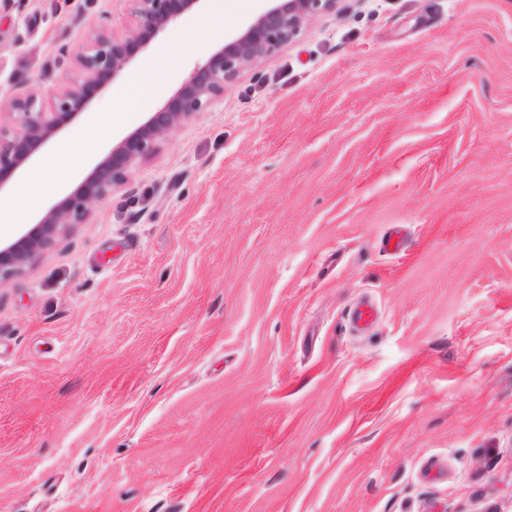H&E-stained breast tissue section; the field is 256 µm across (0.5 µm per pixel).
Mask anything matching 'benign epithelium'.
I'll list each match as a JSON object with an SVG mask.
<instances>
[{"label":"benign epithelium","instance_id":"benign-epithelium-1","mask_svg":"<svg viewBox=\"0 0 512 512\" xmlns=\"http://www.w3.org/2000/svg\"><path fill=\"white\" fill-rule=\"evenodd\" d=\"M129 2L136 18L135 27L121 35L102 30L84 46L75 55L82 82L60 86L51 111L43 109L35 91L17 94L7 101L5 108L15 115L16 126H0V179L18 169L68 118L87 106L90 92L102 82L116 79L158 33L201 0ZM271 2L238 36L195 68L164 107L117 143L81 186L61 204L50 208L20 239L0 250V282L35 262L61 233L76 224L88 223L94 206L124 183L131 164L152 155L161 139L177 124L207 110L245 64L267 57L293 41L308 17L334 11L337 0Z\"/></svg>","mask_w":512,"mask_h":512}]
</instances>
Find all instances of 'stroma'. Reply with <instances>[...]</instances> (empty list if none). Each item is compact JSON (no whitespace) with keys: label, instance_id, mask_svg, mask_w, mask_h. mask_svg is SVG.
I'll use <instances>...</instances> for the list:
<instances>
[{"label":"stroma","instance_id":"stroma-1","mask_svg":"<svg viewBox=\"0 0 512 512\" xmlns=\"http://www.w3.org/2000/svg\"><path fill=\"white\" fill-rule=\"evenodd\" d=\"M266 6L204 2L120 80L169 46L163 107ZM135 24L12 0L0 99ZM119 82L31 165L76 189L62 141L148 119L70 140ZM0 512H512V0H338L1 282Z\"/></svg>","mask_w":512,"mask_h":512}]
</instances>
